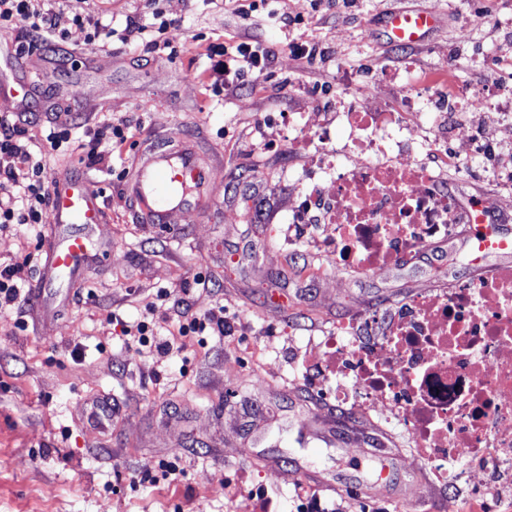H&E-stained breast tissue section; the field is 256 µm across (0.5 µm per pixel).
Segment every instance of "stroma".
<instances>
[{"label": "stroma", "mask_w": 512, "mask_h": 512, "mask_svg": "<svg viewBox=\"0 0 512 512\" xmlns=\"http://www.w3.org/2000/svg\"><path fill=\"white\" fill-rule=\"evenodd\" d=\"M310 4L268 0L246 16L237 0H85L84 9L117 26L129 16L151 22L155 8L165 9L181 24L176 56L118 42L92 48L76 28L62 48L37 52L29 78L48 73L52 84L35 99L33 119L51 111L66 128L73 113L95 112L145 125L162 140L183 136L218 159L223 186L219 202L186 210L172 232L136 225L118 177L136 160L141 134L95 166L75 154L45 156L48 173L68 168L103 184L109 221L92 230L98 250L84 279H60L48 312L0 313V512H262L263 490L276 512H296L298 497L315 489L307 471L335 483L322 496L341 512H431L440 490L403 429L387 435L393 454L375 461L362 440L339 436L324 406L305 401L304 363L319 357L320 338L337 321L392 314L410 295L472 281L482 268H512V257L474 251L463 225L444 241L442 261L335 270L306 241L288 239L303 161L289 165L255 145L285 132L286 110L316 128L310 93H338L347 69L359 97L395 112L404 86L438 78L461 93L488 59L511 72L512 53L493 32L512 30V0H358L352 14L318 20ZM402 8L441 19L421 42L395 44L384 19ZM283 13L304 20L289 39L316 42L326 57L310 63L285 48L259 81L212 91L211 46L250 31L279 37ZM78 82L80 99L69 93ZM457 153L448 189L460 210L483 198L512 221L507 188L473 179L478 157L462 146ZM35 250L33 226L0 228V266ZM219 301L231 334L178 336L165 356L136 353L121 333L150 303L158 329L177 305L203 314ZM253 404L269 405L272 416L249 417ZM162 460L177 462L180 474L163 476Z\"/></svg>", "instance_id": "stroma-1"}]
</instances>
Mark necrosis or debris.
<instances>
[{
	"label": "necrosis or debris",
	"instance_id": "obj_1",
	"mask_svg": "<svg viewBox=\"0 0 512 512\" xmlns=\"http://www.w3.org/2000/svg\"><path fill=\"white\" fill-rule=\"evenodd\" d=\"M314 135L282 137L269 150L303 153L311 188L299 193L288 234L325 255L347 250V264L378 270L409 259L460 220L445 186L456 153L446 123L448 92L409 88L397 112H377L343 93L319 102ZM345 120L354 134L337 142ZM315 148L303 151L307 140ZM380 314L337 323L322 338L321 376L336 373L325 398L353 417L378 414L401 426L430 472L450 490L488 474L512 449V269L401 304L392 334L374 336ZM467 462L465 472L449 460Z\"/></svg>",
	"mask_w": 512,
	"mask_h": 512
}]
</instances>
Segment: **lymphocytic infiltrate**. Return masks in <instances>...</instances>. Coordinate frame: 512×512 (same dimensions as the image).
Returning a JSON list of instances; mask_svg holds the SVG:
<instances>
[{
    "mask_svg": "<svg viewBox=\"0 0 512 512\" xmlns=\"http://www.w3.org/2000/svg\"><path fill=\"white\" fill-rule=\"evenodd\" d=\"M86 29L88 43L102 47L112 40L121 43H141L144 50L156 53L173 44V35L180 27L175 19L155 12L150 25H140L135 18H127L123 29H115L111 19L73 12L65 14L59 0H0V29L17 34L19 51H34L41 44H63L68 38V25ZM289 47L300 58H310L316 45L306 42L282 44L263 33H254L239 41L220 44L211 52L213 85L215 88L237 91L245 77L266 76L269 66L282 47ZM26 115L22 112L0 114V156L7 157L6 166H0V224H38L51 199L52 180L45 172L43 153L67 149L79 153L91 165L102 159L101 149L106 145L120 146L127 140L123 125L104 122L90 133L88 139H79L74 128L47 126L41 129L39 140H32L26 129ZM227 320L223 306H216L202 315L180 311L170 324L166 336H155L147 322H139L131 342L135 348L149 347L158 354H167L170 339L190 334L203 335L206 330L224 332Z\"/></svg>",
    "mask_w": 512,
    "mask_h": 512,
    "instance_id": "f902f5d3",
    "label": "lymphocytic infiltrate"
}]
</instances>
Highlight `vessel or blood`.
Segmentation results:
<instances>
[{
	"label": "vessel or blood",
	"instance_id": "b4317fda",
	"mask_svg": "<svg viewBox=\"0 0 512 512\" xmlns=\"http://www.w3.org/2000/svg\"><path fill=\"white\" fill-rule=\"evenodd\" d=\"M435 24V16L425 12L400 11L390 14L385 26L392 42L414 44ZM30 60L8 46L5 66L0 69V95L15 100L16 111H23L31 96L22 75ZM139 213L155 224L178 223L184 210L201 206L216 196L215 182L189 141H181L173 150H157L140 157L127 185ZM101 187L96 180L63 170L53 178L50 212L54 223L81 225V232L52 242L45 251L38 283L49 287L60 275L82 274L89 259L90 232L103 223L106 213L101 206ZM488 207L473 204L469 213L472 236L479 251L501 256L512 255V228L487 220Z\"/></svg>",
	"mask_w": 512,
	"mask_h": 512
}]
</instances>
